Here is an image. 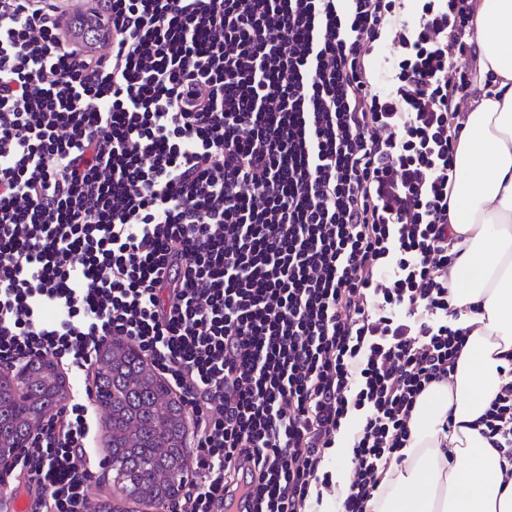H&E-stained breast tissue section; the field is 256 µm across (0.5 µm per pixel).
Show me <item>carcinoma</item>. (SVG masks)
Wrapping results in <instances>:
<instances>
[{
    "mask_svg": "<svg viewBox=\"0 0 512 512\" xmlns=\"http://www.w3.org/2000/svg\"><path fill=\"white\" fill-rule=\"evenodd\" d=\"M95 383L106 410L112 469L126 496L159 505L182 488L188 448L182 446L184 412L154 368L133 347L115 342L100 354ZM54 363H29L21 383L0 375V452L13 450L64 399Z\"/></svg>",
    "mask_w": 512,
    "mask_h": 512,
    "instance_id": "carcinoma-1",
    "label": "carcinoma"
}]
</instances>
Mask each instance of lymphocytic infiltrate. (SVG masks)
I'll return each mask as SVG.
<instances>
[{"instance_id": "obj_1", "label": "lymphocytic infiltrate", "mask_w": 512, "mask_h": 512, "mask_svg": "<svg viewBox=\"0 0 512 512\" xmlns=\"http://www.w3.org/2000/svg\"><path fill=\"white\" fill-rule=\"evenodd\" d=\"M0 0V367L84 372L120 336L180 396L195 480L173 512H367L409 418L454 371L448 211L471 0ZM401 51L382 88L366 58ZM480 423L512 460V382ZM88 409L23 450L38 512H91ZM343 448V447H338ZM338 448H330L327 450L325 454L324 461L322 463V469L320 474V477L322 473L327 472L332 477V481L329 487H322L323 489V504L321 506V512H336L333 511V508L335 506L334 502L332 500H335L336 503V489L338 484H344L347 478V471L346 469L338 462L336 461V454L335 451L338 450Z\"/></svg>"}]
</instances>
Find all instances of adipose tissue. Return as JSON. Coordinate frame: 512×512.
I'll use <instances>...</instances> for the list:
<instances>
[{
    "label": "adipose tissue",
    "instance_id": "ef3b65f1",
    "mask_svg": "<svg viewBox=\"0 0 512 512\" xmlns=\"http://www.w3.org/2000/svg\"><path fill=\"white\" fill-rule=\"evenodd\" d=\"M478 80L491 96L462 112L448 222L457 258L448 301L470 331L451 379L417 402L402 460L384 474L368 512H512V461L478 419L512 381V0H475L470 22Z\"/></svg>",
    "mask_w": 512,
    "mask_h": 512
}]
</instances>
